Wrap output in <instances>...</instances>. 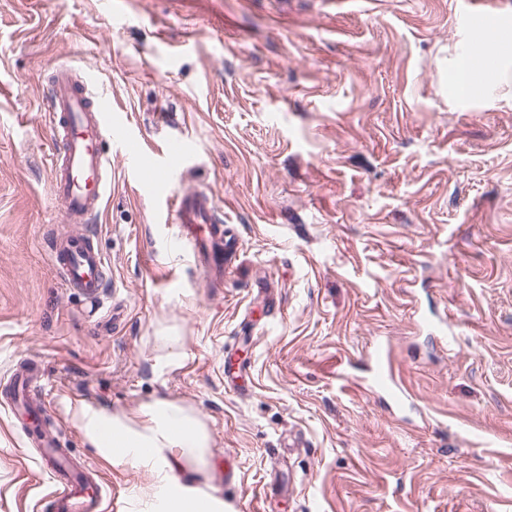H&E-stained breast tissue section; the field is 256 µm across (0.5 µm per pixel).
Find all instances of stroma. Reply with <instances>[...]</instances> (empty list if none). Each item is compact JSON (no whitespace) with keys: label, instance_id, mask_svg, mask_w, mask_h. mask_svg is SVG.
Wrapping results in <instances>:
<instances>
[{"label":"stroma","instance_id":"35a3bbf8","mask_svg":"<svg viewBox=\"0 0 512 512\" xmlns=\"http://www.w3.org/2000/svg\"><path fill=\"white\" fill-rule=\"evenodd\" d=\"M457 2L0 0V376L38 357L43 424L96 465L107 512L160 506L145 468L89 446L73 398L191 406L231 512H512V84L449 96ZM60 64L87 72L123 134L104 145L112 191L90 224L127 304L113 332L46 245L41 105ZM174 138L191 159L171 175ZM193 186L239 238L220 281L166 221V196ZM375 339L414 394L403 409L353 386ZM36 454L0 407V512H49Z\"/></svg>","mask_w":512,"mask_h":512}]
</instances>
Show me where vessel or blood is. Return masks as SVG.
Masks as SVG:
<instances>
[{
  "mask_svg": "<svg viewBox=\"0 0 512 512\" xmlns=\"http://www.w3.org/2000/svg\"><path fill=\"white\" fill-rule=\"evenodd\" d=\"M461 25L471 39L492 26L512 24V17L500 13L494 0H462ZM46 112L51 116L54 146L51 151L52 193L60 206L58 223L64 231L49 240L51 262L63 288L82 298L102 301L110 286L109 264L85 226L100 212L112 185L111 159L103 148L109 130L103 121L107 100L79 80L73 69L57 67L53 72ZM214 195L205 188L177 191L170 196L171 221L206 228V235H184L183 241L197 266L215 276H223L229 266L228 241L218 216ZM369 376L365 391L386 394L395 405H403L408 390L390 363V347L375 340L367 350ZM38 366L33 360L13 367L6 378L11 391L7 407L38 423L42 408L33 407ZM33 440L51 449L41 459V467L52 483V512H106L103 486L90 472L71 462L69 449L59 447L56 436L38 428Z\"/></svg>",
  "mask_w": 512,
  "mask_h": 512,
  "instance_id": "1",
  "label": "vessel or blood"
}]
</instances>
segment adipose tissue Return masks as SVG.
Wrapping results in <instances>:
<instances>
[{"label":"adipose tissue","mask_w":512,"mask_h":512,"mask_svg":"<svg viewBox=\"0 0 512 512\" xmlns=\"http://www.w3.org/2000/svg\"><path fill=\"white\" fill-rule=\"evenodd\" d=\"M483 80L496 85L512 82V61L500 62L488 72L474 58L460 57L449 89L466 100ZM68 412L100 456L115 464L139 463L149 470L153 481L147 495L161 501L165 512H226L225 501L212 494L209 484L210 435L192 408L156 397L121 413L78 400L69 404Z\"/></svg>","instance_id":"adipose-tissue-1"}]
</instances>
